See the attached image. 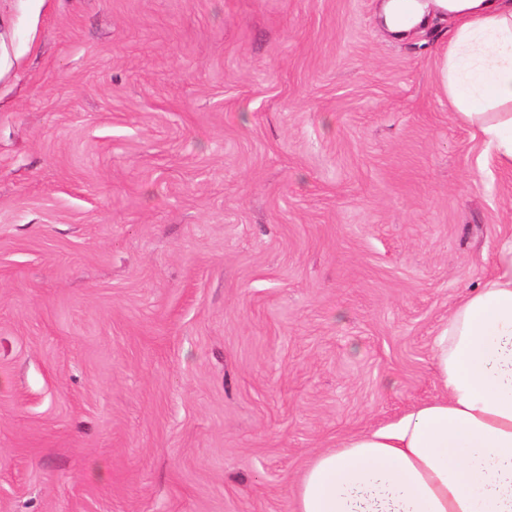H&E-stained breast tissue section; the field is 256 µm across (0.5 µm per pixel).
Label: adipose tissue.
Returning a JSON list of instances; mask_svg holds the SVG:
<instances>
[{"label": "adipose tissue", "instance_id": "1", "mask_svg": "<svg viewBox=\"0 0 512 512\" xmlns=\"http://www.w3.org/2000/svg\"><path fill=\"white\" fill-rule=\"evenodd\" d=\"M432 14L457 21L440 70L450 105L512 171V0L383 5L400 36ZM433 361L439 396L315 454L295 512H512V235L437 332Z\"/></svg>", "mask_w": 512, "mask_h": 512}]
</instances>
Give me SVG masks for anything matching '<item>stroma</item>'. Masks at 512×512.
<instances>
[{
	"label": "stroma",
	"mask_w": 512,
	"mask_h": 512,
	"mask_svg": "<svg viewBox=\"0 0 512 512\" xmlns=\"http://www.w3.org/2000/svg\"><path fill=\"white\" fill-rule=\"evenodd\" d=\"M384 0H0V512H294L436 395L512 233Z\"/></svg>",
	"instance_id": "stroma-1"
}]
</instances>
